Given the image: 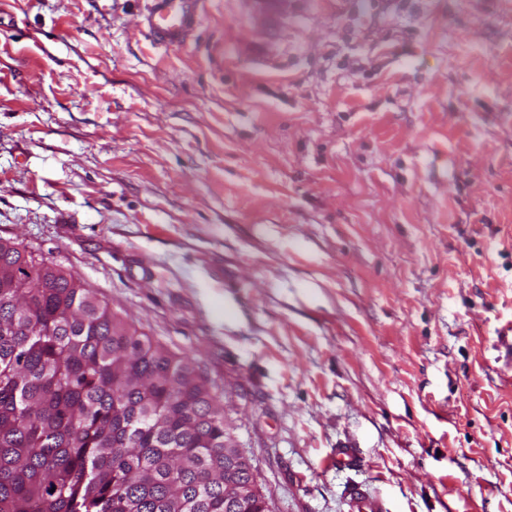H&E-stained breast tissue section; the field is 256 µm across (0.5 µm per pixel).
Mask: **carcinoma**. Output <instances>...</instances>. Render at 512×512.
<instances>
[{"instance_id":"cac0c4a2","label":"carcinoma","mask_w":512,"mask_h":512,"mask_svg":"<svg viewBox=\"0 0 512 512\" xmlns=\"http://www.w3.org/2000/svg\"><path fill=\"white\" fill-rule=\"evenodd\" d=\"M0 265V512H263L224 501V410L187 357L11 241Z\"/></svg>"}]
</instances>
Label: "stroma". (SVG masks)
Here are the masks:
<instances>
[{"label":"stroma","instance_id":"stroma-1","mask_svg":"<svg viewBox=\"0 0 512 512\" xmlns=\"http://www.w3.org/2000/svg\"><path fill=\"white\" fill-rule=\"evenodd\" d=\"M148 3L0 0V239L194 362L270 512H512V0ZM202 0H150L143 23L155 42L182 43L192 30Z\"/></svg>","mask_w":512,"mask_h":512}]
</instances>
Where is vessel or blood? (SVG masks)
<instances>
[{"mask_svg":"<svg viewBox=\"0 0 512 512\" xmlns=\"http://www.w3.org/2000/svg\"><path fill=\"white\" fill-rule=\"evenodd\" d=\"M201 0H150L143 23L155 42L182 43L192 30Z\"/></svg>","mask_w":512,"mask_h":512,"instance_id":"vessel-or-blood-1","label":"vessel or blood"}]
</instances>
